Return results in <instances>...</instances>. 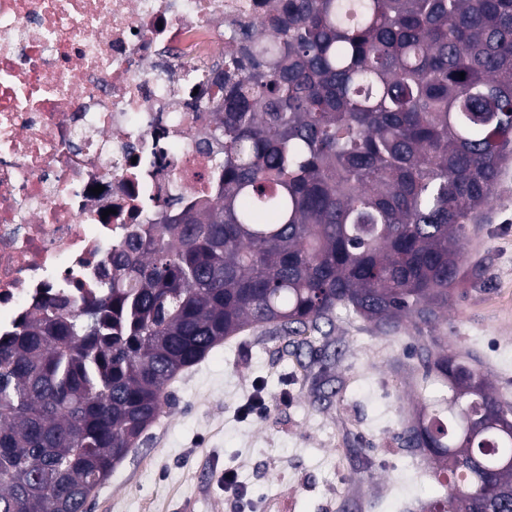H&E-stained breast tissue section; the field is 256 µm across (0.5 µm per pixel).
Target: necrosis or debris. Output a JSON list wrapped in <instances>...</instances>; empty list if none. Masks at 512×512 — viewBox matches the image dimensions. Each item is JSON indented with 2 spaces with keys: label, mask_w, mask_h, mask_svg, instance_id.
Returning <instances> with one entry per match:
<instances>
[{
  "label": "necrosis or debris",
  "mask_w": 512,
  "mask_h": 512,
  "mask_svg": "<svg viewBox=\"0 0 512 512\" xmlns=\"http://www.w3.org/2000/svg\"><path fill=\"white\" fill-rule=\"evenodd\" d=\"M273 2L0 0V339L132 228L217 203L210 65Z\"/></svg>",
  "instance_id": "1"
}]
</instances>
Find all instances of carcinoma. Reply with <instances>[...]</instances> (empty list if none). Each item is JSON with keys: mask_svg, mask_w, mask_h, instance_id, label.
I'll return each instance as SVG.
<instances>
[{"mask_svg": "<svg viewBox=\"0 0 512 512\" xmlns=\"http://www.w3.org/2000/svg\"><path fill=\"white\" fill-rule=\"evenodd\" d=\"M222 201L137 227L90 295L0 339V512H86L185 368L244 330L326 338L336 310L423 336L512 155V0H278L235 55ZM465 76H459V73ZM406 428L437 512H512V406L438 340Z\"/></svg>", "mask_w": 512, "mask_h": 512, "instance_id": "cac0c4a2", "label": "carcinoma"}]
</instances>
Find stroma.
<instances>
[{
    "mask_svg": "<svg viewBox=\"0 0 512 512\" xmlns=\"http://www.w3.org/2000/svg\"><path fill=\"white\" fill-rule=\"evenodd\" d=\"M463 279L433 335L512 403V158L461 243ZM284 352L245 331L183 370L88 512H421L442 497L403 431L424 412L418 342L341 313ZM239 490L226 488L225 472Z\"/></svg>",
    "mask_w": 512,
    "mask_h": 512,
    "instance_id": "stroma-1",
    "label": "stroma"
}]
</instances>
